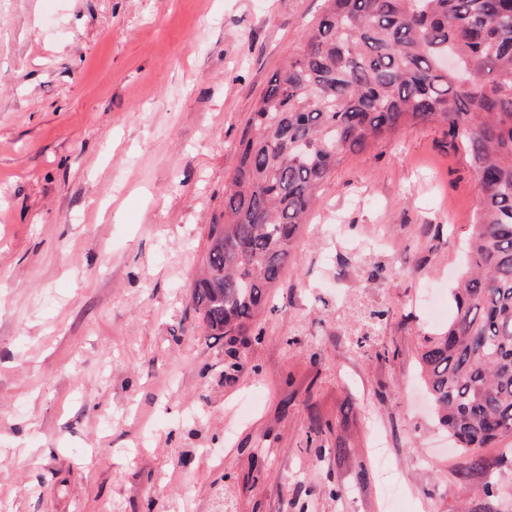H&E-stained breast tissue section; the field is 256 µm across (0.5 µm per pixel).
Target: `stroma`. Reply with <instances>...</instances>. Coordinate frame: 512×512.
I'll list each match as a JSON object with an SVG mask.
<instances>
[{"instance_id":"stroma-1","label":"stroma","mask_w":512,"mask_h":512,"mask_svg":"<svg viewBox=\"0 0 512 512\" xmlns=\"http://www.w3.org/2000/svg\"><path fill=\"white\" fill-rule=\"evenodd\" d=\"M322 7L0 0V512H512V439L486 493L420 372L480 207L442 127L322 184L234 382L197 325L236 140Z\"/></svg>"}]
</instances>
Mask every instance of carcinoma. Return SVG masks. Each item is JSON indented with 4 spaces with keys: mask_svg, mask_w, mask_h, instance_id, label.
<instances>
[{
    "mask_svg": "<svg viewBox=\"0 0 512 512\" xmlns=\"http://www.w3.org/2000/svg\"><path fill=\"white\" fill-rule=\"evenodd\" d=\"M425 123L463 146L480 209L455 316L419 360L438 423L482 470L480 450L512 439V0H324L239 135L191 300L235 380L237 343L261 342L256 319L319 185L348 154Z\"/></svg>",
    "mask_w": 512,
    "mask_h": 512,
    "instance_id": "1",
    "label": "carcinoma"
}]
</instances>
